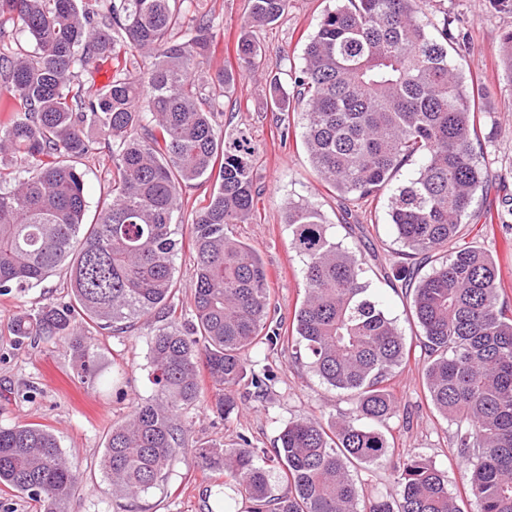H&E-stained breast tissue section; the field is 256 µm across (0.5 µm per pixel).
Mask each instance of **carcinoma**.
<instances>
[{
	"mask_svg": "<svg viewBox=\"0 0 512 512\" xmlns=\"http://www.w3.org/2000/svg\"><path fill=\"white\" fill-rule=\"evenodd\" d=\"M0 0V17L17 19L32 50L0 52V80L14 107L0 121V153L20 161L0 170V295L69 269V302L17 316L13 335L33 346L56 339L79 350L81 379L99 375L90 330L124 333L171 307L175 287L174 224L182 187L214 180L208 203L190 224L195 254L194 321L159 329L151 343L157 397L134 406L110 429L99 467L112 493L135 499L159 486L185 447L184 406L203 402L201 371L218 391L217 411L237 406L247 356L275 346L267 327L270 292L257 251L232 224L255 210L254 151L247 138L224 139L215 106L203 97L196 62L211 46L207 14L185 15L173 0ZM289 0H248L246 26L272 24ZM430 0H340L320 18L291 76L304 105L302 144L328 187L348 201L378 195L401 168H417L387 197V212L405 256L426 259L457 235L474 194L506 182L512 170L477 164L485 87L464 76L448 49L464 37L448 16L428 28ZM137 51L152 59L134 76L120 66ZM512 80V31L501 39ZM112 58V80L98 93V63ZM238 68L259 71L262 52L248 33L237 42ZM270 108L288 107L271 79ZM104 143L112 158V193L95 222L84 223L79 159ZM290 247L302 260L305 293L294 308L287 342L328 387L352 396L350 416L334 423L299 419L281 431L273 461L286 492L272 494L248 440L237 448L200 447L201 468L222 472L251 502L250 512H461L445 474L409 458L396 467L398 499L369 497L350 467L389 456L384 434L369 422L396 413L390 381L409 357L395 321L364 280L356 251L332 240L321 211L303 201L284 207ZM428 358L422 370L431 405L456 424L454 446L465 462L479 512H512V308L499 303V273L482 248L459 246L431 273L402 265ZM0 487L27 495L39 512H67L79 473L53 431L41 423L0 427Z\"/></svg>",
	"mask_w": 512,
	"mask_h": 512,
	"instance_id": "obj_1",
	"label": "carcinoma"
}]
</instances>
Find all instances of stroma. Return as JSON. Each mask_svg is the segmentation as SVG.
Instances as JSON below:
<instances>
[{"label": "stroma", "instance_id": "1", "mask_svg": "<svg viewBox=\"0 0 512 512\" xmlns=\"http://www.w3.org/2000/svg\"><path fill=\"white\" fill-rule=\"evenodd\" d=\"M246 5V0H185L183 8L190 13H208L212 19L211 47L201 68L211 80L206 90L218 103V127L228 139L245 133L255 151L257 211L249 223L236 225L235 232L264 261L271 294L267 323L287 328L303 297L302 263L289 247L283 209L288 201L304 199L322 211L336 242L361 254L366 280L386 314L396 319L410 349L408 362L391 381L398 412L378 425L390 442L394 459L420 457L432 462L447 476L448 489L463 512H477L453 447L456 426L433 409L423 386L420 329L412 320L404 288L392 275L404 257L391 232L385 196L355 201L348 207L351 218L342 219L346 207L320 181L301 143L297 100H290L288 111L270 109L268 73L284 79L291 68L300 65L307 41L324 11L335 8V0H290L278 23L255 30L253 37L263 51L267 69L252 74L238 72L235 60ZM445 14L458 20L467 42L466 50L454 53L453 60L460 69L476 73L487 87L485 106L495 120L477 160L494 172L512 168V112L504 109L505 101L512 99V82L500 60L501 38L512 30V12L493 6L490 0H434L427 19L434 22ZM223 70L234 72L233 84L215 85ZM110 165L105 148L82 161L85 222L94 220L108 191L106 169ZM471 212L465 239L495 259L501 279L499 298L512 306V181L477 192ZM180 238L175 260L178 291L173 304L176 324L182 327L192 319L195 260L188 233H181ZM63 282L64 274L59 271L29 291L0 295V426L37 422L52 429L64 455L83 477L82 488L68 504L69 512H210L222 478L199 467L198 446L234 448L245 439L252 447L268 452L288 422L313 417L330 423L352 410L345 393L330 389L306 360L289 356L287 347L257 348L250 354L247 370L269 373L263 390L256 395L242 394L237 408L222 418L210 408L216 391L211 382H204L206 405L182 411L180 422L188 430L187 445L171 462L164 481L134 501L113 495L98 466L99 457L112 424L123 420L136 403L158 393L150 346L161 323L149 318L138 322L132 331L100 335V378L95 385H88L78 375V357L66 344L50 341L34 347L8 332L17 315L64 300ZM352 475L365 494L395 499L396 475L391 461L355 466Z\"/></svg>", "mask_w": 512, "mask_h": 512}]
</instances>
